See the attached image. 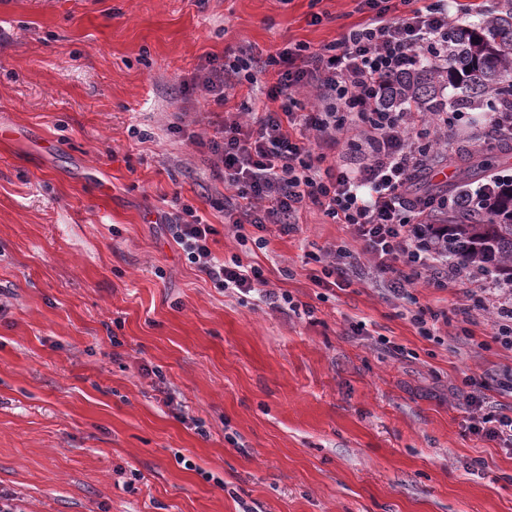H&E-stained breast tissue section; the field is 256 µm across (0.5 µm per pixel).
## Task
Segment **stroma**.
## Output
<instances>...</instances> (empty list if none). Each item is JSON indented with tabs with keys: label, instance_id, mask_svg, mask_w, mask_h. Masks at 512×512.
<instances>
[{
	"label": "stroma",
	"instance_id": "1",
	"mask_svg": "<svg viewBox=\"0 0 512 512\" xmlns=\"http://www.w3.org/2000/svg\"><path fill=\"white\" fill-rule=\"evenodd\" d=\"M365 18L359 0H0V493L24 512H512V451L469 429V396L512 410L492 311L463 326L453 282L392 297L365 254L349 287H316L352 239L314 208L262 249L224 223L212 124L267 98L243 82L216 114L192 78ZM186 204L217 258L312 315L215 287L165 227ZM420 309L449 317L426 337Z\"/></svg>",
	"mask_w": 512,
	"mask_h": 512
}]
</instances>
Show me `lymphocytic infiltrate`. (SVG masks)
<instances>
[{
  "label": "lymphocytic infiltrate",
  "instance_id": "lymphocytic-infiltrate-1",
  "mask_svg": "<svg viewBox=\"0 0 512 512\" xmlns=\"http://www.w3.org/2000/svg\"><path fill=\"white\" fill-rule=\"evenodd\" d=\"M360 0L369 17L319 49L303 44L258 58L246 50L209 60L193 89L223 106L233 82H261L268 70L276 80L268 86L269 107L250 122L225 118L209 149L236 199L224 207V221L235 231L253 227L255 245L264 246L268 225L281 234L296 232L299 213L315 207L333 223L346 225L362 246L354 252L335 247L333 260L316 286L351 285L359 253L369 254L378 275L389 276L395 294H403L422 274L433 286H464L479 305H491L495 335L512 347V283L490 284L485 271L448 256V230L429 224L426 214L451 209L452 198H412L408 185L427 170L432 148L448 149L454 110L422 112L413 104L391 101L397 81L423 60L448 63V34L459 19L448 0ZM317 91L313 108L299 93ZM339 161L331 164L328 153ZM174 241L187 261L221 288L255 294L271 309L298 305L285 292L269 289L262 267L239 258L216 259L209 245L211 225L193 206L183 205L167 219Z\"/></svg>",
  "mask_w": 512,
  "mask_h": 512
}]
</instances>
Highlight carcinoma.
Listing matches in <instances>:
<instances>
[{
	"label": "carcinoma",
	"mask_w": 512,
	"mask_h": 512,
	"mask_svg": "<svg viewBox=\"0 0 512 512\" xmlns=\"http://www.w3.org/2000/svg\"><path fill=\"white\" fill-rule=\"evenodd\" d=\"M463 89L457 107L473 108L496 98L504 108L512 107V0H503L500 11L477 28L458 27L452 35L448 66L436 68L424 62L398 86V94L422 112H441L442 90ZM457 163L461 175L454 196L471 194L473 176L491 172L497 157L475 151L455 156L440 155L436 161ZM445 221L448 233L459 241L452 247L466 264L486 269L512 282V189L473 209L451 210L434 216Z\"/></svg>",
	"instance_id": "carcinoma-1"
}]
</instances>
